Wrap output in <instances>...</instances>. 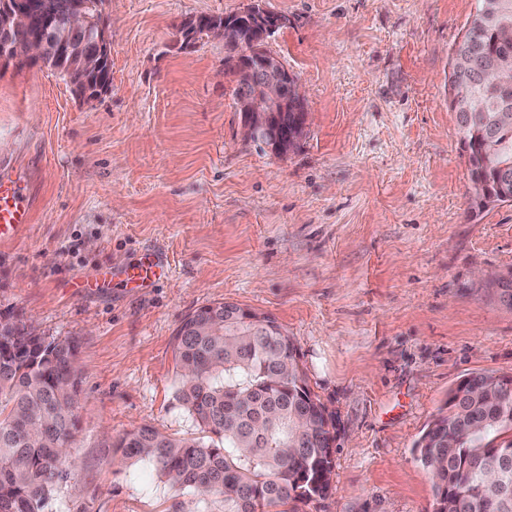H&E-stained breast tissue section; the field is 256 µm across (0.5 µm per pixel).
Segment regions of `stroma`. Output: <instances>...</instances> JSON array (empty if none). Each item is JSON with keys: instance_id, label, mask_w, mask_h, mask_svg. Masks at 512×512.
Here are the masks:
<instances>
[{"instance_id": "stroma-1", "label": "stroma", "mask_w": 512, "mask_h": 512, "mask_svg": "<svg viewBox=\"0 0 512 512\" xmlns=\"http://www.w3.org/2000/svg\"><path fill=\"white\" fill-rule=\"evenodd\" d=\"M251 0H108L112 87L77 98L39 62H0V178L30 227L0 242V314L78 343L72 466L43 512H224L176 492L116 441L199 429L176 398L173 337L197 308L275 318L336 416L325 497L299 512H433L413 447L473 372L512 377V203L479 207L453 50L476 0H261L287 26L265 49L312 110L277 156L241 136L223 42L179 48L200 15ZM155 256L165 277L127 287ZM112 266L111 285H73Z\"/></svg>"}]
</instances>
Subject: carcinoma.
<instances>
[{
	"instance_id": "obj_1",
	"label": "carcinoma",
	"mask_w": 512,
	"mask_h": 512,
	"mask_svg": "<svg viewBox=\"0 0 512 512\" xmlns=\"http://www.w3.org/2000/svg\"><path fill=\"white\" fill-rule=\"evenodd\" d=\"M502 25L512 27V0H477L456 45L470 66L448 75L449 93L489 104L458 120L479 202L502 191L494 169L479 163L484 133L496 130L502 158L512 162V123L498 125L491 107L512 102V45L501 44ZM492 62L507 81L499 89L484 81ZM174 351L177 398L201 436L140 427L116 443L123 462L149 464L203 503L219 496L224 512H297L328 493L336 419L275 318L233 303L203 306L177 328ZM79 383L75 340H48L9 317L0 329V512H43L68 478ZM509 432L512 378L471 373L449 390L446 411L414 445L434 480V512H512V438L501 439ZM214 436L223 447L209 443Z\"/></svg>"
}]
</instances>
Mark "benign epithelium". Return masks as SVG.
I'll return each instance as SVG.
<instances>
[{
  "mask_svg": "<svg viewBox=\"0 0 512 512\" xmlns=\"http://www.w3.org/2000/svg\"><path fill=\"white\" fill-rule=\"evenodd\" d=\"M105 2L58 0L51 5L47 0H0V55L43 61L49 54H59L74 95L83 100L99 97L111 87L110 82L100 79L89 86V80L100 76L104 64L111 61ZM36 13L49 21L60 13L64 22L25 40L14 39L12 32L29 25ZM240 16L249 18L250 33H244L229 16H198L188 20L185 29H200L205 39L224 41L236 56L255 59L256 64L243 69L247 81L246 93L239 102L243 135L276 155H285L303 136L311 109L294 77L259 43L268 33L286 26L288 18L267 12L259 0H253Z\"/></svg>",
  "mask_w": 512,
  "mask_h": 512,
  "instance_id": "benign-epithelium-1",
  "label": "benign epithelium"
}]
</instances>
